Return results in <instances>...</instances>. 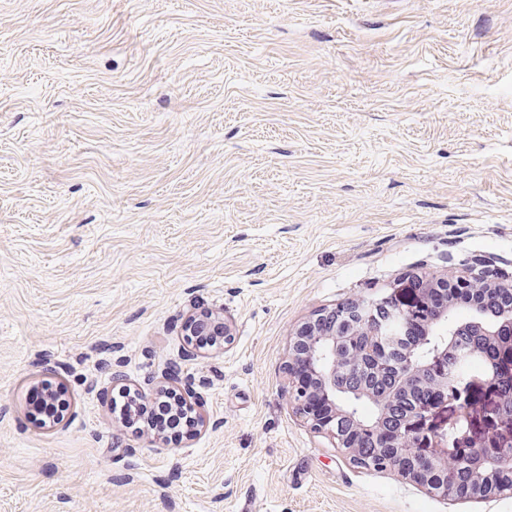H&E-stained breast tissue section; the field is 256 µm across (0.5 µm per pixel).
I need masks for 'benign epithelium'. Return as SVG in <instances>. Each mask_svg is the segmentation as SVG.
I'll return each mask as SVG.
<instances>
[{
    "label": "benign epithelium",
    "instance_id": "obj_1",
    "mask_svg": "<svg viewBox=\"0 0 512 512\" xmlns=\"http://www.w3.org/2000/svg\"><path fill=\"white\" fill-rule=\"evenodd\" d=\"M467 290L500 288L511 283L493 273L481 277L455 275ZM423 287L416 298L400 304L390 296L357 299L320 310L290 336L288 399L315 431L326 435L360 468L359 439L372 438L384 464L425 490L447 494L444 472L453 463L469 476L466 493L473 498L512 493V307L490 302L467 309L451 294L448 278H415ZM469 329L478 337L470 354L482 370L448 382L434 378L433 368L455 353L457 336ZM489 396L493 433L472 435L473 389ZM373 407L364 417L357 403ZM460 412L444 432L427 427L428 418L444 403Z\"/></svg>",
    "mask_w": 512,
    "mask_h": 512
}]
</instances>
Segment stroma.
Segmentation results:
<instances>
[{"instance_id":"obj_1","label":"stroma","mask_w":512,"mask_h":512,"mask_svg":"<svg viewBox=\"0 0 512 512\" xmlns=\"http://www.w3.org/2000/svg\"><path fill=\"white\" fill-rule=\"evenodd\" d=\"M486 265L512 0H0V512H512L352 466L284 388L312 314ZM204 309L231 344L186 342ZM121 387L191 389L197 433ZM49 390V387H36L33 388L29 395V403L34 409L36 419H39L47 423L51 422L59 412L62 411V407L59 405H47L46 401H43L44 393ZM61 407V408H60ZM177 393L161 392L152 404L146 402L139 394L128 391L122 395L119 406L122 418L131 426L142 423L154 435L185 433L186 426L192 419V410L176 397ZM149 405V406H148Z\"/></svg>"}]
</instances>
